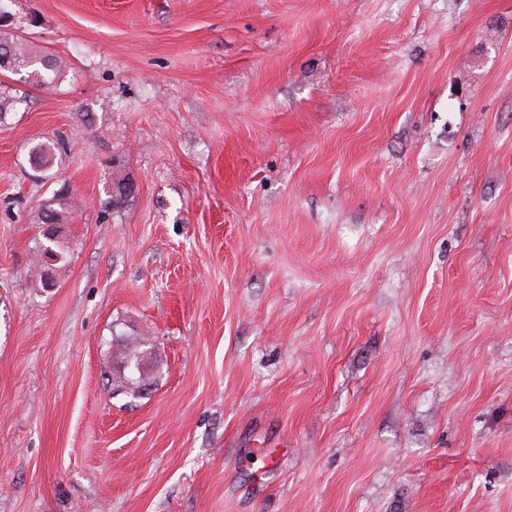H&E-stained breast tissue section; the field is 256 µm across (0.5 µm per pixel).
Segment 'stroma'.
<instances>
[{
    "label": "stroma",
    "mask_w": 512,
    "mask_h": 512,
    "mask_svg": "<svg viewBox=\"0 0 512 512\" xmlns=\"http://www.w3.org/2000/svg\"><path fill=\"white\" fill-rule=\"evenodd\" d=\"M0 7V512H512V0ZM4 14L0 16V69L17 70L21 67H28L34 62L31 53L27 49L25 38L15 28L1 24ZM9 27V28H8ZM5 28V29H4ZM64 150V144L61 142L55 144L41 143L32 148L30 158L36 168L49 169L55 161L57 152Z\"/></svg>",
    "instance_id": "35a3bbf8"
}]
</instances>
